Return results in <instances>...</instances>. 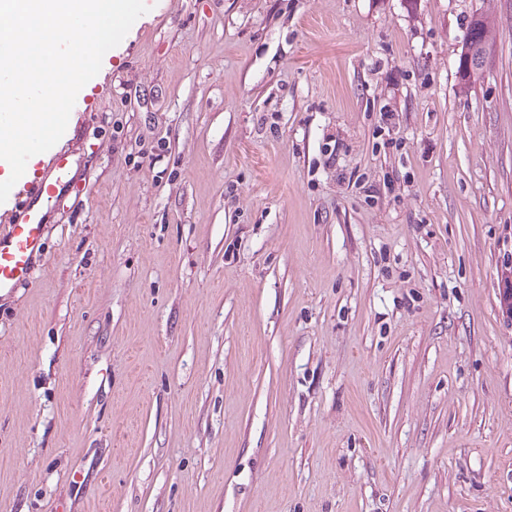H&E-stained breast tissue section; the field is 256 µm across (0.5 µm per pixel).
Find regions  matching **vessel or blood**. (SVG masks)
<instances>
[{"label":"vessel or blood","mask_w":512,"mask_h":512,"mask_svg":"<svg viewBox=\"0 0 512 512\" xmlns=\"http://www.w3.org/2000/svg\"><path fill=\"white\" fill-rule=\"evenodd\" d=\"M82 149L74 135L41 153L12 188L9 207L0 206V294L32 279L43 257L51 203L74 188L72 160Z\"/></svg>","instance_id":"vessel-or-blood-1"}]
</instances>
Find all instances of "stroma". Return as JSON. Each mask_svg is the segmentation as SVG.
<instances>
[{"label":"stroma","instance_id":"stroma-1","mask_svg":"<svg viewBox=\"0 0 512 512\" xmlns=\"http://www.w3.org/2000/svg\"><path fill=\"white\" fill-rule=\"evenodd\" d=\"M146 3L0 296V512H512V0ZM490 24L491 21L488 16L480 15L473 20L467 32L466 60H463V56L461 61V70L468 77L477 74L479 70H483L487 63L488 33ZM469 58L472 73L470 72L468 65Z\"/></svg>","mask_w":512,"mask_h":512}]
</instances>
